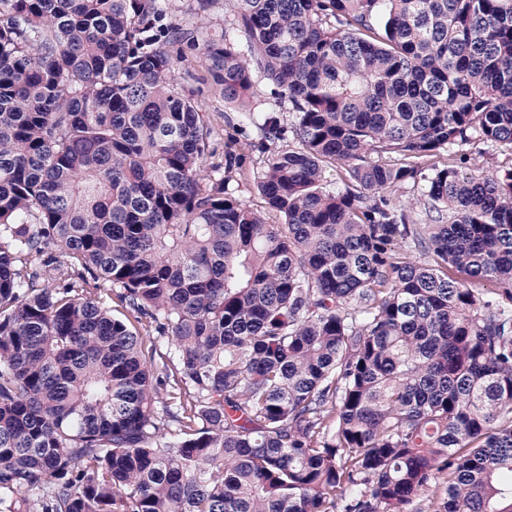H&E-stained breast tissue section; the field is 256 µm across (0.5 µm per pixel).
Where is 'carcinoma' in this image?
Wrapping results in <instances>:
<instances>
[{"label": "carcinoma", "instance_id": "obj_1", "mask_svg": "<svg viewBox=\"0 0 512 512\" xmlns=\"http://www.w3.org/2000/svg\"><path fill=\"white\" fill-rule=\"evenodd\" d=\"M227 13L0 0V512H512V0ZM185 57L179 64L180 76L184 77V85L196 91V102L202 112H206L213 131V139L217 144V152L209 157L205 165L224 164V143L234 144L237 152L244 155L245 163L234 176L233 187L239 184L236 193L252 209L262 211L270 224H277L278 218L268 213L257 185L264 166L266 154L259 153L251 146L258 141L255 132L240 130L237 125L228 123L224 118V98L220 87L215 84L208 72L206 58L198 50L184 47ZM484 154L473 151L467 164V170L480 172H493L496 169L512 167V149L510 145L496 144L494 146H481Z\"/></svg>", "mask_w": 512, "mask_h": 512}]
</instances>
